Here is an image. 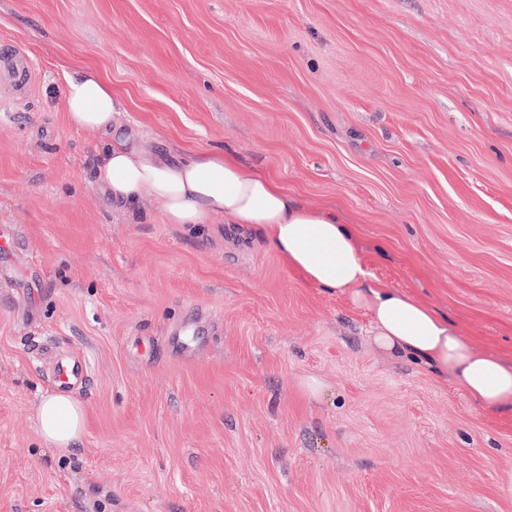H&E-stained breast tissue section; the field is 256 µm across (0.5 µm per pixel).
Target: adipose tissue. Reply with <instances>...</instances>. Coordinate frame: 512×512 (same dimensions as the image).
Returning <instances> with one entry per match:
<instances>
[{
	"instance_id": "1",
	"label": "adipose tissue",
	"mask_w": 512,
	"mask_h": 512,
	"mask_svg": "<svg viewBox=\"0 0 512 512\" xmlns=\"http://www.w3.org/2000/svg\"><path fill=\"white\" fill-rule=\"evenodd\" d=\"M65 103L75 127L110 137L99 170L113 203L132 210L143 199L162 200L167 224L196 227L219 218L250 225L305 282L339 293L367 312L379 349L450 379L485 408H512V363L466 342L428 305L372 279L354 229L336 209L309 208L224 149L191 151L172 161L115 136L122 100L95 73L68 79ZM35 416L40 435L62 450L86 428L83 405L69 393L44 396Z\"/></svg>"
}]
</instances>
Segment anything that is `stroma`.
Returning a JSON list of instances; mask_svg holds the SVG:
<instances>
[{"mask_svg": "<svg viewBox=\"0 0 512 512\" xmlns=\"http://www.w3.org/2000/svg\"><path fill=\"white\" fill-rule=\"evenodd\" d=\"M0 512H512V410L389 356L238 225L102 191L67 77L118 135L225 148L353 225L376 280L512 360V0H0ZM75 448L40 436L58 363ZM320 387L309 394L304 384ZM2 59V60H1ZM0 59V76L5 74L15 84L22 88L30 86L32 68L30 58L25 49L14 46L5 51Z\"/></svg>", "mask_w": 512, "mask_h": 512, "instance_id": "1", "label": "stroma"}]
</instances>
